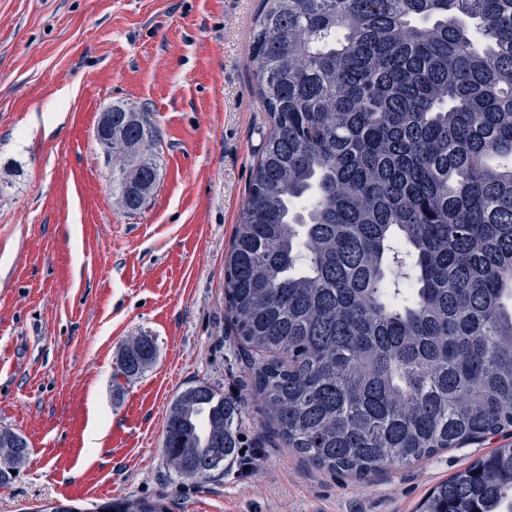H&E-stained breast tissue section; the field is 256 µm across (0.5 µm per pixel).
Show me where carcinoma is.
I'll return each mask as SVG.
<instances>
[{
	"instance_id": "cac0c4a2",
	"label": "carcinoma",
	"mask_w": 512,
	"mask_h": 512,
	"mask_svg": "<svg viewBox=\"0 0 512 512\" xmlns=\"http://www.w3.org/2000/svg\"><path fill=\"white\" fill-rule=\"evenodd\" d=\"M270 131L224 264L234 339L271 433L364 480L512 429V0H260ZM148 112L112 106L124 204L159 178ZM155 358L144 337L120 370ZM237 402L199 382L163 454L206 484L238 454ZM168 512L162 498L34 512ZM417 512H512V448Z\"/></svg>"
}]
</instances>
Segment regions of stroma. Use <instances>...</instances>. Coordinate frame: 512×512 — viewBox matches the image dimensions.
<instances>
[{
  "label": "stroma",
  "instance_id": "35a3bbf8",
  "mask_svg": "<svg viewBox=\"0 0 512 512\" xmlns=\"http://www.w3.org/2000/svg\"><path fill=\"white\" fill-rule=\"evenodd\" d=\"M259 0H0V428L30 456L0 512L165 498L170 512H414L512 434L364 481L313 468L265 426L233 343L224 256L268 130ZM115 103L160 131L147 206L118 202L96 138ZM151 337L133 379L119 359ZM205 382L241 406L243 455L199 486L162 454L171 403Z\"/></svg>",
  "mask_w": 512,
  "mask_h": 512
}]
</instances>
